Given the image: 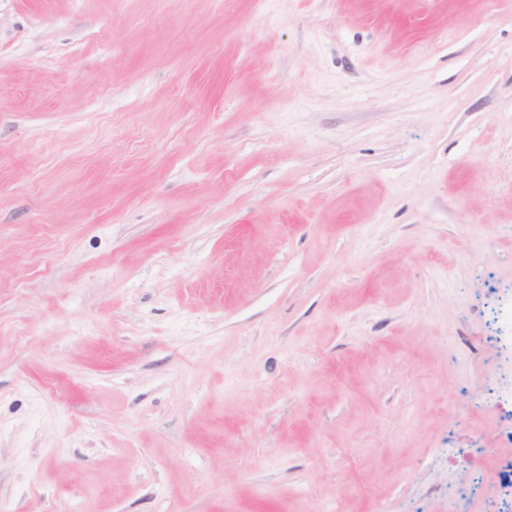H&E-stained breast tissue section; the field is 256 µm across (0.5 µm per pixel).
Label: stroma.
Listing matches in <instances>:
<instances>
[{"mask_svg": "<svg viewBox=\"0 0 512 512\" xmlns=\"http://www.w3.org/2000/svg\"><path fill=\"white\" fill-rule=\"evenodd\" d=\"M506 301L512 0H0V512H498Z\"/></svg>", "mask_w": 512, "mask_h": 512, "instance_id": "1", "label": "stroma"}]
</instances>
